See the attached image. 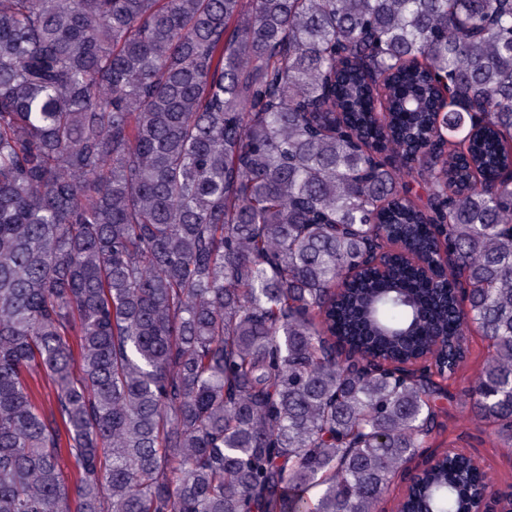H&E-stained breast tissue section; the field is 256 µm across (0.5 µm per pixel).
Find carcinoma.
<instances>
[{"instance_id":"1","label":"carcinoma","mask_w":512,"mask_h":512,"mask_svg":"<svg viewBox=\"0 0 512 512\" xmlns=\"http://www.w3.org/2000/svg\"><path fill=\"white\" fill-rule=\"evenodd\" d=\"M471 330L509 447L512 0H0V512H380Z\"/></svg>"}]
</instances>
